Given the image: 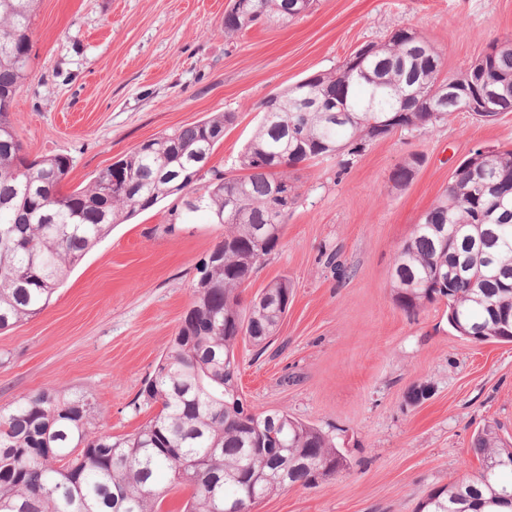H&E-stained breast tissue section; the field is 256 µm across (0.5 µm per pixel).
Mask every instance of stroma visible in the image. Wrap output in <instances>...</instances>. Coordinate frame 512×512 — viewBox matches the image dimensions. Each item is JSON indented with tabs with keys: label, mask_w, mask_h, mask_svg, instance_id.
<instances>
[{
	"label": "stroma",
	"mask_w": 512,
	"mask_h": 512,
	"mask_svg": "<svg viewBox=\"0 0 512 512\" xmlns=\"http://www.w3.org/2000/svg\"><path fill=\"white\" fill-rule=\"evenodd\" d=\"M232 0H36L27 77L12 116L28 159L62 154L69 192L142 141L230 112L210 168L233 176L271 96L338 71L360 47L409 28L464 72L512 39V0H315L309 13L224 34ZM478 147L512 149V113L457 112L399 131L356 156L290 167L299 187L281 247L244 285L271 281L292 304L267 348L239 341L248 405L288 412L333 437L348 467L295 485L251 512H417L427 495L481 469L478 431L512 442V343L477 342L437 302L410 316L394 302L395 252ZM410 184L391 175L409 157ZM172 200L115 225L38 315L0 331V409L46 389L91 397L102 431L121 437L157 412L140 391L224 236L198 218L168 231ZM432 396L412 402L413 387Z\"/></svg>",
	"instance_id": "1"
}]
</instances>
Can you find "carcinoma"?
Wrapping results in <instances>:
<instances>
[{
    "label": "carcinoma",
    "mask_w": 512,
    "mask_h": 512,
    "mask_svg": "<svg viewBox=\"0 0 512 512\" xmlns=\"http://www.w3.org/2000/svg\"><path fill=\"white\" fill-rule=\"evenodd\" d=\"M224 15L232 36L262 20L287 21L314 0H239ZM34 0H0V330L40 312L66 273L112 225L175 197V218L204 214L224 226L194 285L193 303L141 396L159 405L136 432L99 434L104 411L86 395L44 390L0 412V512H161L168 487L190 490L183 512H249L288 486L310 487L337 473L344 456L333 440L286 411L243 415L229 387L239 372L238 340L256 346L273 337L288 312L292 284H268L246 308L240 288L281 246L298 199L287 168L364 146L397 131L426 129L464 111L461 85L437 91L440 57L423 39L394 32L367 44L361 68L346 59L337 73L312 74L268 99L263 120L240 157L242 176L212 171L199 189L224 128L234 116L212 115L147 140L70 193L61 184L64 155L29 160L11 119L26 79ZM485 72L492 80L491 122L512 112V43L456 76ZM420 160L392 173L408 185ZM393 298L414 315L442 300L480 342L512 336V150L477 169L463 161L438 201L397 249ZM481 462L508 465L430 493L419 512H501L512 509V444L492 426L474 439Z\"/></svg>",
    "instance_id": "1"
}]
</instances>
